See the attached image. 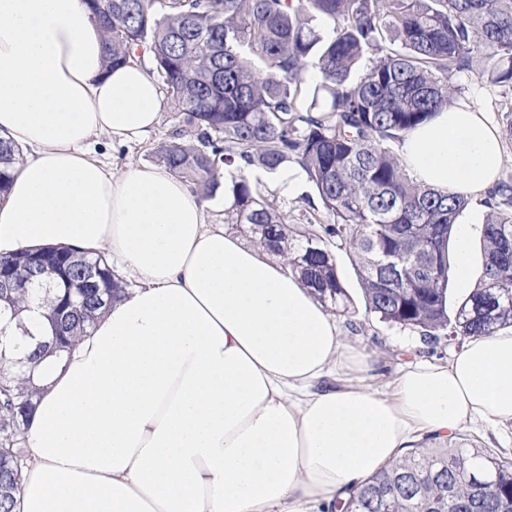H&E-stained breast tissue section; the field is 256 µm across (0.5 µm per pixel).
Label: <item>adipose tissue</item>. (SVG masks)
<instances>
[{
    "mask_svg": "<svg viewBox=\"0 0 512 512\" xmlns=\"http://www.w3.org/2000/svg\"><path fill=\"white\" fill-rule=\"evenodd\" d=\"M157 80L104 67L86 0H0V137L30 149L0 201V254L42 245L107 252L138 288L62 363L46 361L26 428L17 512H309L348 498L420 434L512 422V331L415 363L388 397L323 386L364 370L336 321L268 253L207 221L166 168L117 175L91 145L155 126ZM409 175L479 198L503 146L459 101L407 133Z\"/></svg>",
    "mask_w": 512,
    "mask_h": 512,
    "instance_id": "obj_1",
    "label": "adipose tissue"
}]
</instances>
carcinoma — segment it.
Returning <instances> with one entry per match:
<instances>
[{
    "mask_svg": "<svg viewBox=\"0 0 512 512\" xmlns=\"http://www.w3.org/2000/svg\"><path fill=\"white\" fill-rule=\"evenodd\" d=\"M115 68L148 45L184 125L159 150L203 196L224 187V223L279 257L326 306L348 296L332 249L348 255L366 310L433 342L512 327V172L487 201L483 273L456 305L457 219L468 200L411 178L390 145L454 104L453 78L512 89V0H87ZM317 83L308 105L307 76ZM20 148L0 138V194ZM293 165L312 193L299 221L267 179ZM327 220H322L323 216ZM38 278L0 288L19 317L45 309L42 336L18 337L31 369L69 350L128 284L105 257L48 247ZM98 269L101 303L86 288ZM30 374L0 381V512H14L26 468L24 426L35 410ZM490 475L494 482L480 483ZM336 512H512V459L476 440L411 452L367 477Z\"/></svg>",
    "mask_w": 512,
    "mask_h": 512,
    "instance_id": "carcinoma-1",
    "label": "carcinoma"
}]
</instances>
